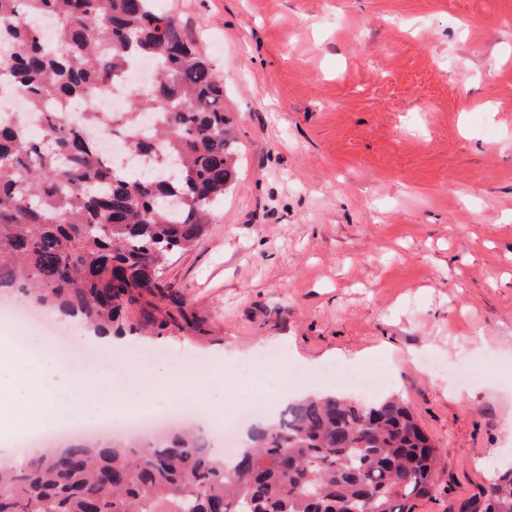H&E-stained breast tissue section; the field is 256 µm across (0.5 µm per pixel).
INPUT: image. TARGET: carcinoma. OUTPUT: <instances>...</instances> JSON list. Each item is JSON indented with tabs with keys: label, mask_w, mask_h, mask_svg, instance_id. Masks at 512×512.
Segmentation results:
<instances>
[{
	"label": "carcinoma",
	"mask_w": 512,
	"mask_h": 512,
	"mask_svg": "<svg viewBox=\"0 0 512 512\" xmlns=\"http://www.w3.org/2000/svg\"><path fill=\"white\" fill-rule=\"evenodd\" d=\"M145 59L157 75L124 110L67 124L86 89L120 88ZM4 95L54 109L36 135L0 122V290L100 334L133 328L131 306L236 179L224 85L154 0H0ZM108 136L145 159L139 173L101 153ZM495 468L478 512H512V465ZM435 491L436 446L400 396L291 403L230 461L181 431L0 468V512H413Z\"/></svg>",
	"instance_id": "carcinoma-1"
}]
</instances>
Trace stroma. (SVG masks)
Here are the masks:
<instances>
[{
  "instance_id": "obj_1",
  "label": "stroma",
  "mask_w": 512,
  "mask_h": 512,
  "mask_svg": "<svg viewBox=\"0 0 512 512\" xmlns=\"http://www.w3.org/2000/svg\"><path fill=\"white\" fill-rule=\"evenodd\" d=\"M159 4L224 84L239 175L102 355L384 366L437 445L413 512H461L512 462V0Z\"/></svg>"
}]
</instances>
